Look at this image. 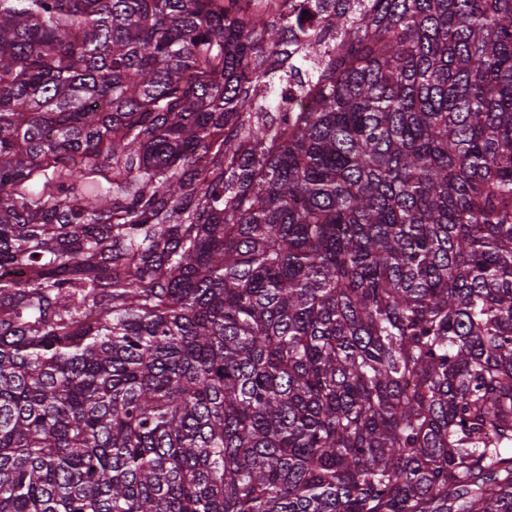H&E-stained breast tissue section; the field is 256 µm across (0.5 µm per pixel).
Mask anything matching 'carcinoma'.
<instances>
[{
	"instance_id": "1",
	"label": "carcinoma",
	"mask_w": 512,
	"mask_h": 512,
	"mask_svg": "<svg viewBox=\"0 0 512 512\" xmlns=\"http://www.w3.org/2000/svg\"><path fill=\"white\" fill-rule=\"evenodd\" d=\"M0 512H512V0H0Z\"/></svg>"
}]
</instances>
